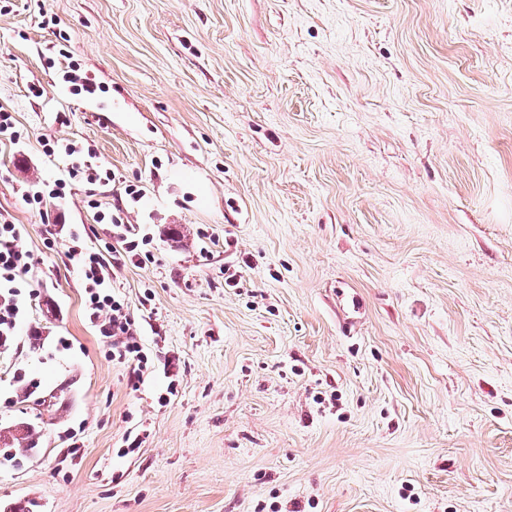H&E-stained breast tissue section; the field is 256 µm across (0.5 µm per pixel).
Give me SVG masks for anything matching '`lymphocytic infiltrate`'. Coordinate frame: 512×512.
<instances>
[{"label":"lymphocytic infiltrate","instance_id":"lymphocytic-infiltrate-1","mask_svg":"<svg viewBox=\"0 0 512 512\" xmlns=\"http://www.w3.org/2000/svg\"><path fill=\"white\" fill-rule=\"evenodd\" d=\"M43 149L49 155L65 153L69 167L67 178L23 189V201L41 220L49 218L48 203L67 201L72 183L104 186L112 180L111 169L98 164L93 146L76 141L64 144L47 141ZM86 205L94 210L97 223L115 227L117 241L89 248L74 229L69 233L66 256L81 280L87 320L107 346L111 360L128 366L132 380L138 382L149 368V358L137 333L135 318L115 279L122 261L149 258L151 239L125 223L121 214L101 209L95 196H88ZM23 232V225L15 223L10 215L0 213V346L13 341L32 296L28 276L37 261L30 251L19 245Z\"/></svg>","mask_w":512,"mask_h":512}]
</instances>
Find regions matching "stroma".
<instances>
[{
	"label": "stroma",
	"instance_id": "obj_1",
	"mask_svg": "<svg viewBox=\"0 0 512 512\" xmlns=\"http://www.w3.org/2000/svg\"><path fill=\"white\" fill-rule=\"evenodd\" d=\"M70 60L99 113L54 94ZM0 106V212L38 260L0 349V432L36 446L0 459V512H512V0H0ZM50 137L152 238L116 278L143 383L21 199L63 173ZM86 192L65 221L96 247Z\"/></svg>",
	"mask_w": 512,
	"mask_h": 512
}]
</instances>
